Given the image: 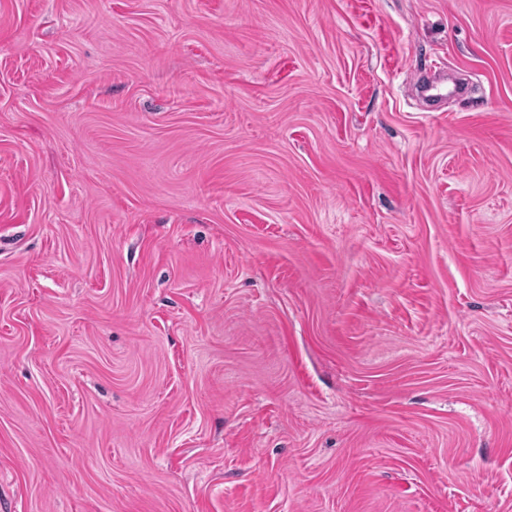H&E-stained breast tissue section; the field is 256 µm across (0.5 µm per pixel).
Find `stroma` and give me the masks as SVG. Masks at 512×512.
Masks as SVG:
<instances>
[{
	"label": "stroma",
	"mask_w": 512,
	"mask_h": 512,
	"mask_svg": "<svg viewBox=\"0 0 512 512\" xmlns=\"http://www.w3.org/2000/svg\"><path fill=\"white\" fill-rule=\"evenodd\" d=\"M0 512H512V0H0Z\"/></svg>",
	"instance_id": "stroma-1"
}]
</instances>
